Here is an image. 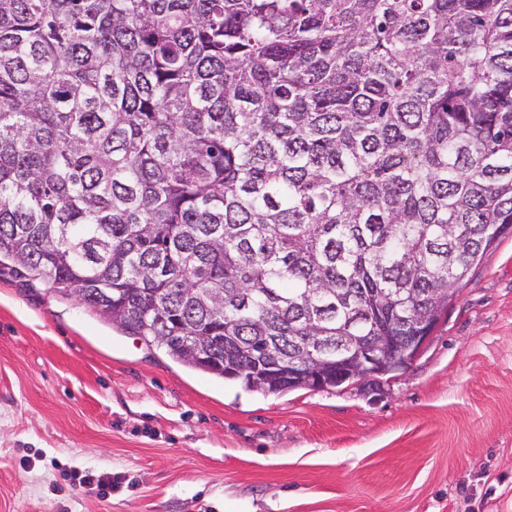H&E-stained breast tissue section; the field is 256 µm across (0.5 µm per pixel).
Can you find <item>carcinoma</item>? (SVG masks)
Wrapping results in <instances>:
<instances>
[{"instance_id":"cac0c4a2","label":"carcinoma","mask_w":512,"mask_h":512,"mask_svg":"<svg viewBox=\"0 0 512 512\" xmlns=\"http://www.w3.org/2000/svg\"><path fill=\"white\" fill-rule=\"evenodd\" d=\"M512 227V0H0V259L252 391L416 335Z\"/></svg>"}]
</instances>
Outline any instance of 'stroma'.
Listing matches in <instances>:
<instances>
[{
  "label": "stroma",
  "instance_id": "stroma-1",
  "mask_svg": "<svg viewBox=\"0 0 512 512\" xmlns=\"http://www.w3.org/2000/svg\"><path fill=\"white\" fill-rule=\"evenodd\" d=\"M0 512H512V234L365 390H248L0 266Z\"/></svg>",
  "mask_w": 512,
  "mask_h": 512
}]
</instances>
